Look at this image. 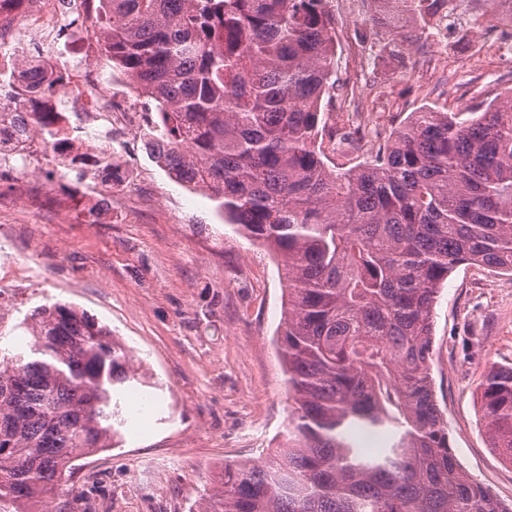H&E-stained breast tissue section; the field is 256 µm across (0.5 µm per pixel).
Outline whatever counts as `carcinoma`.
<instances>
[{
	"label": "carcinoma",
	"instance_id": "carcinoma-1",
	"mask_svg": "<svg viewBox=\"0 0 512 512\" xmlns=\"http://www.w3.org/2000/svg\"><path fill=\"white\" fill-rule=\"evenodd\" d=\"M101 52L154 103L147 140L171 178L277 257L285 443L226 463L191 512H512L450 450L430 373L432 313L466 263L512 274V96L423 108L370 159L317 145L336 67L328 0H96ZM392 56L442 0H363ZM0 355V500L50 501L73 463L127 424L142 380L112 330L40 306ZM491 447L512 464V365L480 384ZM360 431L384 436L368 454Z\"/></svg>",
	"mask_w": 512,
	"mask_h": 512
}]
</instances>
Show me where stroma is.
<instances>
[{
	"label": "stroma",
	"instance_id": "35a3bbf8",
	"mask_svg": "<svg viewBox=\"0 0 512 512\" xmlns=\"http://www.w3.org/2000/svg\"><path fill=\"white\" fill-rule=\"evenodd\" d=\"M336 19V68L324 101L322 148L339 168L374 155L409 113L456 111L512 95V74L468 65L478 39L381 51L362 0H328ZM126 193L133 207L86 216L72 172L40 177L41 199L21 197L20 177L0 178V336L23 335L35 308L57 301L107 324L156 382L150 425L82 460L51 512H113L147 460L163 464L138 512H189L225 462L256 458L282 441L292 399L275 336L284 286L271 254L237 233L216 204L152 159L143 133L127 138ZM512 363V276L460 265L439 293L431 373L448 437L463 468L512 503V465L491 448L479 385Z\"/></svg>",
	"mask_w": 512,
	"mask_h": 512
}]
</instances>
